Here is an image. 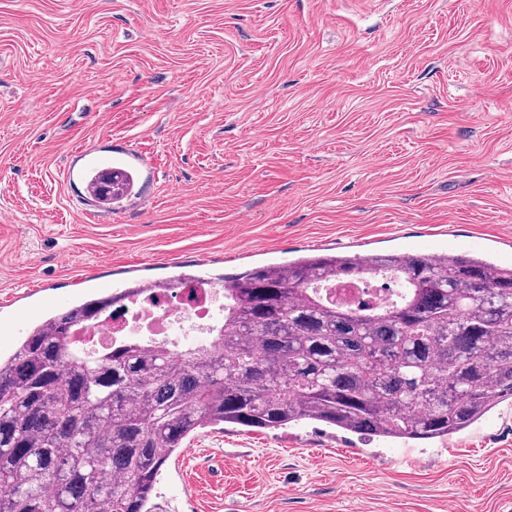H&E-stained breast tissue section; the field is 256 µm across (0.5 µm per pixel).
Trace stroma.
I'll list each match as a JSON object with an SVG mask.
<instances>
[{
    "label": "stroma",
    "mask_w": 512,
    "mask_h": 512,
    "mask_svg": "<svg viewBox=\"0 0 512 512\" xmlns=\"http://www.w3.org/2000/svg\"><path fill=\"white\" fill-rule=\"evenodd\" d=\"M145 163L91 221L73 150ZM512 265V0H0V352L131 280L303 255ZM157 512H512V402L463 433L187 442Z\"/></svg>",
    "instance_id": "obj_1"
}]
</instances>
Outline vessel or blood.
Instances as JSON below:
<instances>
[{
    "label": "vessel or blood",
    "instance_id": "vessel-or-blood-1",
    "mask_svg": "<svg viewBox=\"0 0 512 512\" xmlns=\"http://www.w3.org/2000/svg\"><path fill=\"white\" fill-rule=\"evenodd\" d=\"M75 160L71 168L72 175H75L83 187V199L86 203L94 204L92 218H104L110 216L108 206L99 204L97 188L101 178L111 172L140 171L141 165L137 157L130 153H122L121 156L112 158L99 153L95 149H79L74 153Z\"/></svg>",
    "mask_w": 512,
    "mask_h": 512
}]
</instances>
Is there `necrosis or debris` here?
Instances as JSON below:
<instances>
[{
    "instance_id": "necrosis-or-debris-1",
    "label": "necrosis or debris",
    "mask_w": 512,
    "mask_h": 512,
    "mask_svg": "<svg viewBox=\"0 0 512 512\" xmlns=\"http://www.w3.org/2000/svg\"><path fill=\"white\" fill-rule=\"evenodd\" d=\"M384 280V275L376 274L350 287L331 283L323 286L322 292L332 300L343 297L353 305L366 303L379 308L395 303L402 294L399 287H385ZM223 323V288L194 283L129 298L120 307L83 325L78 334L92 349L134 338L147 347L167 345L179 354L188 346L217 335Z\"/></svg>"
}]
</instances>
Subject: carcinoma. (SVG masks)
<instances>
[{"mask_svg":"<svg viewBox=\"0 0 512 512\" xmlns=\"http://www.w3.org/2000/svg\"><path fill=\"white\" fill-rule=\"evenodd\" d=\"M385 273L401 300L351 309L323 284ZM224 333L175 357L74 327L136 284L45 318L0 355V512H154L162 468L200 430L309 420L409 442L512 400V266L462 254L317 255L218 278Z\"/></svg>","mask_w":512,"mask_h":512,"instance_id":"1","label":"carcinoma"}]
</instances>
